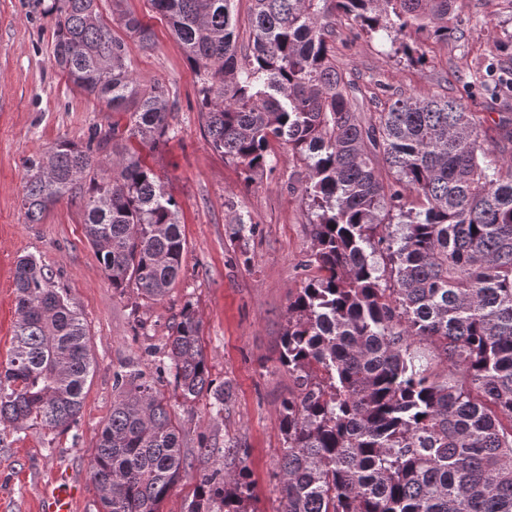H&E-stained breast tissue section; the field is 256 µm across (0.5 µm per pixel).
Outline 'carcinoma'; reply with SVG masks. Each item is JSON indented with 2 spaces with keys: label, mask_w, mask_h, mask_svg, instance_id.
<instances>
[{
  "label": "carcinoma",
  "mask_w": 512,
  "mask_h": 512,
  "mask_svg": "<svg viewBox=\"0 0 512 512\" xmlns=\"http://www.w3.org/2000/svg\"><path fill=\"white\" fill-rule=\"evenodd\" d=\"M121 2L112 15L151 47ZM150 2L196 73L212 148L247 181L271 167L273 143L303 164L314 274L290 298L280 341L297 387L280 420L284 512H512V117L498 113L489 136L488 117L441 93L362 116L336 58L344 22L446 41L457 34L453 0H251L245 47L234 0ZM46 14L56 66L129 119L27 159L26 221L82 195L85 235L112 288L161 300L183 262L179 206L128 141L157 148L176 102L134 80L97 0H52ZM14 282L0 423L67 431L95 367L89 332L42 260L20 259ZM151 355L173 397L138 363L114 372L89 465L99 512H161L192 468L170 399L211 395L224 409L192 305ZM247 477L241 465L203 478L188 512H254Z\"/></svg>",
  "instance_id": "1"
}]
</instances>
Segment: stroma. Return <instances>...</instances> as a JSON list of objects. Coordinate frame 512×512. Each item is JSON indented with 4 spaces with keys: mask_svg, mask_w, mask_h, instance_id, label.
<instances>
[{
    "mask_svg": "<svg viewBox=\"0 0 512 512\" xmlns=\"http://www.w3.org/2000/svg\"><path fill=\"white\" fill-rule=\"evenodd\" d=\"M50 0H0V371L13 343L19 259L36 255L67 289L90 331L96 366L84 389L78 424L54 434L37 426L0 425V512H35L48 488L65 480L77 492L75 512H97L89 460L98 433L112 411L113 372L123 362L144 363L161 348L185 304L202 320V345L215 386L223 387L224 410L204 396L175 412L187 429L184 450L192 467L171 491L163 512H187L202 476L224 473L222 451L238 448L250 473L255 512H283L279 472L283 435L281 403L294 385L278 362L290 297L306 272L300 263L311 250V214L302 199V166L272 145L273 170L254 184L214 151L197 107V78L180 42L149 0H123L153 33L152 48L122 27L131 70L142 85L161 83L177 103L170 138L146 163L180 205L186 253L179 278L160 301L135 292L119 294L102 271L84 230L79 201L63 198L42 223H27L22 208L26 159L58 140H86L92 127H107L112 113L76 88L52 60ZM452 21L463 35L430 42L426 61L403 52L402 35L381 31L354 35L339 25L336 55L357 83L375 87L380 111L391 99L428 91L461 98L471 112L512 113V0H454ZM481 84L465 94L463 84ZM250 219L253 234H234L236 217ZM207 441L215 452L199 451Z\"/></svg>",
    "mask_w": 512,
    "mask_h": 512,
    "instance_id": "obj_1",
    "label": "stroma"
}]
</instances>
